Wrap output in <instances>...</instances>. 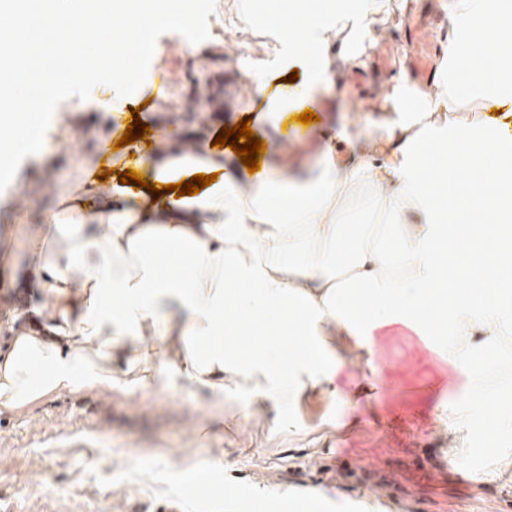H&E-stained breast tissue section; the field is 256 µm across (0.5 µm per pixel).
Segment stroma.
I'll use <instances>...</instances> for the list:
<instances>
[{
  "label": "stroma",
  "mask_w": 512,
  "mask_h": 512,
  "mask_svg": "<svg viewBox=\"0 0 512 512\" xmlns=\"http://www.w3.org/2000/svg\"><path fill=\"white\" fill-rule=\"evenodd\" d=\"M429 0H370L374 33L359 67L337 62L332 83L311 106L320 133L299 141L284 135L275 148L289 162H316L337 144L343 128L373 138L386 135L384 113L372 99L382 88L409 83L414 45L406 24L427 12ZM282 0H156L158 9L191 15L190 35L160 27L148 72L168 83L166 100L142 114L156 127L198 131L190 77L219 71L224 92L219 123L254 119L245 94L249 72L272 60L278 46L271 21ZM113 123L101 112H72L57 93L44 128L45 151L0 182V237L11 235L12 257L0 259V321L35 302L19 287L27 271L25 243L57 194L93 162ZM384 384L356 405L312 398L297 406L258 410L240 398L216 405L209 394L179 384L146 390L64 393L18 414L0 415V512H164L172 496L189 512H300L295 493L317 487L325 512H512V434L490 425V400L472 396L454 362L407 333L378 336ZM468 403L472 428L449 435L435 409ZM222 460L223 468L210 464ZM197 466L201 481L181 483L179 471Z\"/></svg>",
  "instance_id": "35a3bbf8"
}]
</instances>
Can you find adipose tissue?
<instances>
[{"mask_svg": "<svg viewBox=\"0 0 512 512\" xmlns=\"http://www.w3.org/2000/svg\"><path fill=\"white\" fill-rule=\"evenodd\" d=\"M148 7L95 0L105 30H77L84 9L0 0V45L22 77L20 93L0 100L12 116L0 129V168L27 146L54 84L70 91L72 111L92 103L129 122L141 63L87 76L73 39L103 34L140 52L136 21ZM286 12L295 22L273 67L247 81L280 136L312 87L330 83L336 60L359 64L370 24L365 0L327 10L288 0ZM34 14L45 19L37 38ZM446 16L438 83L414 102L391 89L388 136L357 142L342 132L347 159L330 148L317 170L291 174L263 155L251 173L205 132L191 153L178 139L139 157L106 148L65 185L27 245L38 299L20 325L0 323V413L63 391L179 381L261 406L334 400L346 358L379 378L375 336L397 326L433 346L451 331L486 337L482 357L468 342L448 356L473 394L493 392L496 425L512 430V380L491 379L497 343L512 342L501 317L512 298V0H448ZM294 64L307 82L275 90L272 73ZM129 169L148 188L120 183ZM197 174L216 180L194 195L165 192ZM361 190L368 221L348 223ZM450 232L464 253L443 251Z\"/></svg>", "mask_w": 512, "mask_h": 512, "instance_id": "obj_1", "label": "adipose tissue"}]
</instances>
